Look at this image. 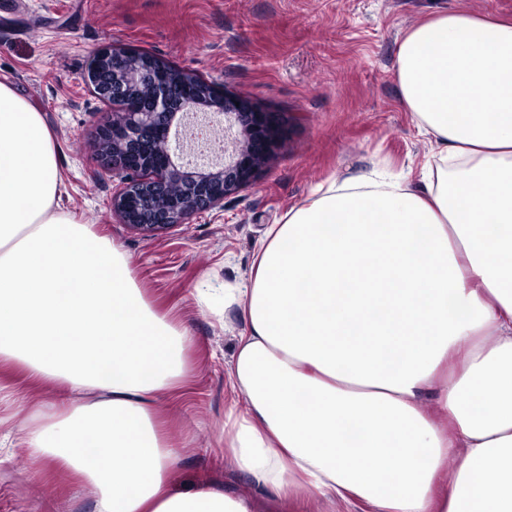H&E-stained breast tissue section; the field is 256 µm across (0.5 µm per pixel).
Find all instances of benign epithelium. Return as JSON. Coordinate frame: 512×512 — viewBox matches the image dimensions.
<instances>
[{
    "label": "benign epithelium",
    "mask_w": 512,
    "mask_h": 512,
    "mask_svg": "<svg viewBox=\"0 0 512 512\" xmlns=\"http://www.w3.org/2000/svg\"><path fill=\"white\" fill-rule=\"evenodd\" d=\"M90 79L118 106L99 157L121 174L119 220L153 233L184 224L249 183L280 146L285 119L153 56L103 47Z\"/></svg>",
    "instance_id": "1"
}]
</instances>
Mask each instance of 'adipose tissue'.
Masks as SVG:
<instances>
[{
    "label": "adipose tissue",
    "instance_id": "1",
    "mask_svg": "<svg viewBox=\"0 0 512 512\" xmlns=\"http://www.w3.org/2000/svg\"><path fill=\"white\" fill-rule=\"evenodd\" d=\"M396 79L440 162L331 183L225 284L246 330L224 446L280 500L512 512V19L426 16ZM63 186L54 129L0 82V369L58 392L13 447L96 487V512H252L176 486L154 402L187 378L193 338Z\"/></svg>",
    "mask_w": 512,
    "mask_h": 512
}]
</instances>
